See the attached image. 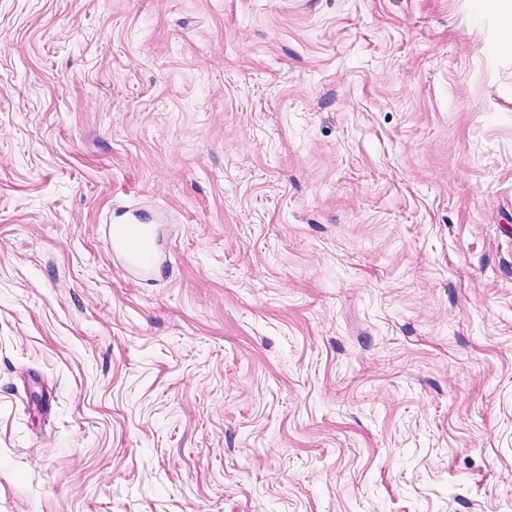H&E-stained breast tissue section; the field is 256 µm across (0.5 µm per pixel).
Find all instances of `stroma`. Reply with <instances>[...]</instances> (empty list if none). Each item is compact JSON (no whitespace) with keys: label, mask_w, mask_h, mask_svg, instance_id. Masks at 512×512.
I'll return each mask as SVG.
<instances>
[{"label":"stroma","mask_w":512,"mask_h":512,"mask_svg":"<svg viewBox=\"0 0 512 512\" xmlns=\"http://www.w3.org/2000/svg\"><path fill=\"white\" fill-rule=\"evenodd\" d=\"M510 28L0 0V512H512ZM153 240L151 224H116L112 230V243L124 250L131 265L141 269L156 262Z\"/></svg>","instance_id":"stroma-1"}]
</instances>
